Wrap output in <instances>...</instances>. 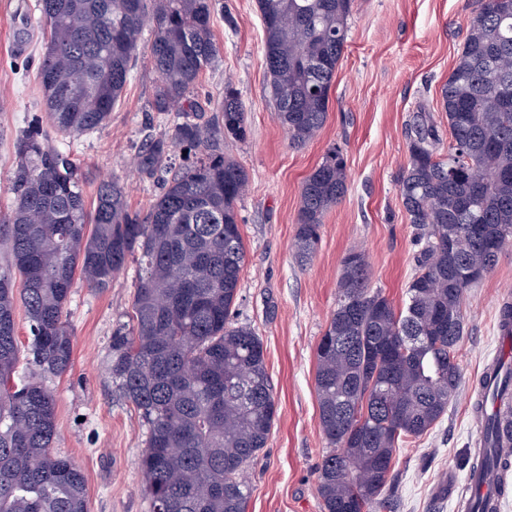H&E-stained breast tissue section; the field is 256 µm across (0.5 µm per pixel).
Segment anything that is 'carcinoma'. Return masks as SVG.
<instances>
[{
    "label": "carcinoma",
    "instance_id": "obj_1",
    "mask_svg": "<svg viewBox=\"0 0 512 512\" xmlns=\"http://www.w3.org/2000/svg\"><path fill=\"white\" fill-rule=\"evenodd\" d=\"M216 2L39 0L49 27L39 65L45 119L15 141L13 205L0 215V512H87L83 472L53 452L55 398L45 376L72 362L75 276L110 288L130 261L139 277L130 320L112 331L111 373L146 426L137 465L150 512H246L243 473L266 446L275 397L262 340L231 320L246 257L236 206L248 175L219 139H246L245 108L227 82L217 122L190 119V93L218 53ZM257 3L277 118L302 146L326 121L354 0ZM147 26L158 74L149 108L173 126L142 147L138 164L151 175L176 149L180 164L145 216L130 210L114 179L99 184L90 210L82 175L53 135L106 122ZM440 96L450 141L429 113H413L398 179L422 245L404 306L370 288L364 255L348 254L316 349L319 428L333 446L318 468L323 512H377L397 449L432 429L456 395L464 298L476 282L452 274L448 228L462 230L456 260L478 271L497 262L471 225L494 235L497 254L512 248V0H478ZM346 188V163L333 149L302 183L293 242L300 260L316 253L324 218ZM18 297L31 335L24 355ZM485 387L481 465L506 473L512 460L500 449L512 448V430L502 431L493 408L512 404V361L501 359Z\"/></svg>",
    "mask_w": 512,
    "mask_h": 512
}]
</instances>
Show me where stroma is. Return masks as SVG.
<instances>
[{"instance_id": "1", "label": "stroma", "mask_w": 512, "mask_h": 512, "mask_svg": "<svg viewBox=\"0 0 512 512\" xmlns=\"http://www.w3.org/2000/svg\"><path fill=\"white\" fill-rule=\"evenodd\" d=\"M27 7L28 0H11L10 11L0 10L2 214L13 203L14 142L44 113L39 64L48 33L38 15L30 31L16 27L14 12ZM476 8V0H355L326 122L299 147L275 116L257 0H220L211 19L219 53L191 99L202 120H214L230 81L247 112L246 140L223 143L249 176L238 204L246 258L235 320L254 328L263 342L277 408L267 444L245 472L252 487L246 512H321L317 469L331 446L318 423L316 349L336 307L341 261L350 250L364 252L372 288L401 305L418 251L398 187L409 157L406 125L423 109L447 132L440 90ZM20 36L28 46L17 53L11 43ZM157 82L147 57L139 56L107 124L58 138L85 176L87 202H94L100 180L117 178L132 210L143 214L170 178L166 169L148 176L135 168L143 144L165 131L160 116L148 109ZM334 148L346 161L347 191L325 216L316 254L306 263L293 248L301 185ZM137 282L134 264L105 290L75 279L67 307L72 364L46 379L56 400L54 449L82 470L89 512L149 510L136 465L146 429L109 370L112 330L126 320ZM510 295L512 250L467 292L458 391L432 430L399 449L379 512H454L448 480L468 475L481 429L472 392L484 366L505 353L497 307Z\"/></svg>"}]
</instances>
